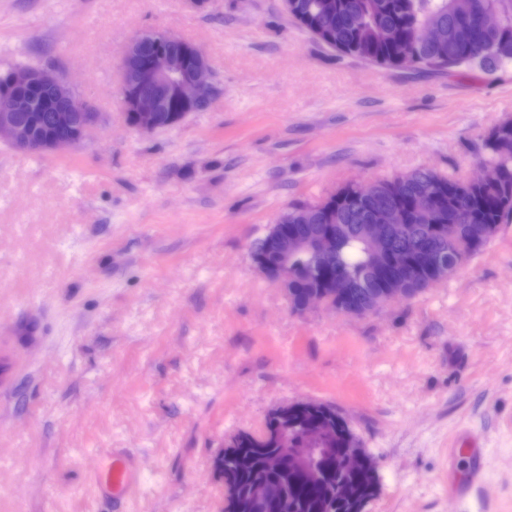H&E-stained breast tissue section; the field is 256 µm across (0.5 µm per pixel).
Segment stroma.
Masks as SVG:
<instances>
[{"mask_svg": "<svg viewBox=\"0 0 512 512\" xmlns=\"http://www.w3.org/2000/svg\"><path fill=\"white\" fill-rule=\"evenodd\" d=\"M198 44L219 95L139 134L120 51ZM54 66L100 123L45 155L0 141V512H224L214 459L297 400L331 405L379 465L364 512H512V222L416 299L301 317L249 247L289 204L419 168L467 179L512 118L492 78L337 58L280 0H0V65ZM486 478L448 492L459 437ZM121 449V506L90 478Z\"/></svg>", "mask_w": 512, "mask_h": 512, "instance_id": "35a3bbf8", "label": "stroma"}]
</instances>
